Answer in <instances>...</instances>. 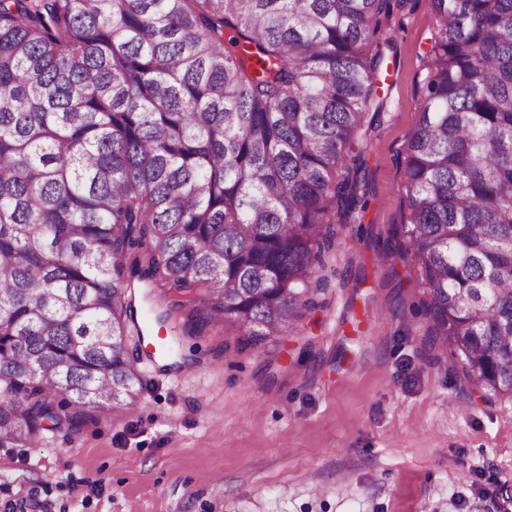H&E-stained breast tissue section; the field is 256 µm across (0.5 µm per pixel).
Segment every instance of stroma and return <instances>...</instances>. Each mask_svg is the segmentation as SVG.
Returning <instances> with one entry per match:
<instances>
[{
  "label": "stroma",
  "mask_w": 512,
  "mask_h": 512,
  "mask_svg": "<svg viewBox=\"0 0 512 512\" xmlns=\"http://www.w3.org/2000/svg\"><path fill=\"white\" fill-rule=\"evenodd\" d=\"M388 25L386 105L367 147L374 240L403 219L429 0H397ZM354 263L357 289L344 283ZM325 274L326 309L264 352L220 325L173 357L153 344L171 326L130 336L137 414L0 448V508L25 490L44 512H512V401L483 399L425 347L399 260L344 236ZM308 341L316 356L300 359Z\"/></svg>",
  "instance_id": "stroma-1"
}]
</instances>
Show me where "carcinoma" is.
<instances>
[{
	"label": "carcinoma",
	"mask_w": 512,
	"mask_h": 512,
	"mask_svg": "<svg viewBox=\"0 0 512 512\" xmlns=\"http://www.w3.org/2000/svg\"><path fill=\"white\" fill-rule=\"evenodd\" d=\"M403 222L428 343L512 400V0H430ZM392 0H0V448L138 407L135 288L257 351L366 240Z\"/></svg>",
	"instance_id": "obj_1"
}]
</instances>
